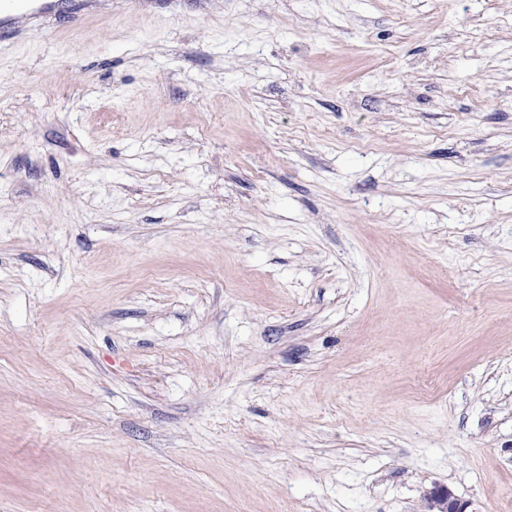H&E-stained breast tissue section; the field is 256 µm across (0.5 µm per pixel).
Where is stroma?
Masks as SVG:
<instances>
[{
    "label": "stroma",
    "mask_w": 512,
    "mask_h": 512,
    "mask_svg": "<svg viewBox=\"0 0 512 512\" xmlns=\"http://www.w3.org/2000/svg\"><path fill=\"white\" fill-rule=\"evenodd\" d=\"M512 512V0H97L0 48V512ZM430 508L436 512H465L463 506L453 498L451 492L445 487H435L427 497Z\"/></svg>",
    "instance_id": "35a3bbf8"
}]
</instances>
